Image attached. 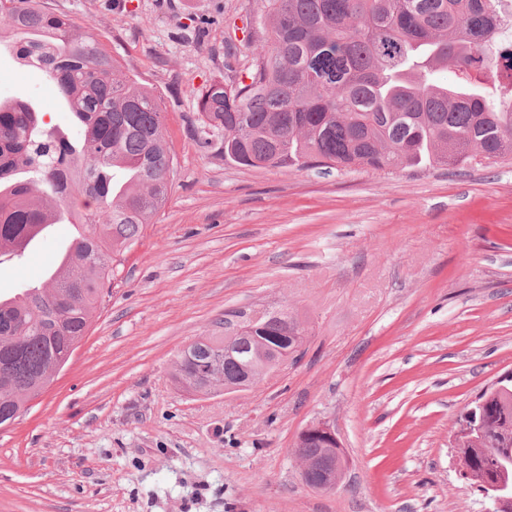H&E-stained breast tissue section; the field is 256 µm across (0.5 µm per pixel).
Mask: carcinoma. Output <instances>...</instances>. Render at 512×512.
<instances>
[{
	"instance_id": "carcinoma-1",
	"label": "carcinoma",
	"mask_w": 512,
	"mask_h": 512,
	"mask_svg": "<svg viewBox=\"0 0 512 512\" xmlns=\"http://www.w3.org/2000/svg\"><path fill=\"white\" fill-rule=\"evenodd\" d=\"M502 0H264L267 48L239 73L190 89L201 133L224 132V158L244 167L460 168L512 156V97L472 82L485 70L512 85V50L498 42ZM44 72L82 138L50 125L21 99L0 102V258L29 248L41 227L74 222L66 261L45 279L0 295V427L86 335L115 276L116 257L167 201L173 156L159 98L123 73L87 24L43 0H0V45ZM457 70L437 80L440 65ZM305 329L282 310L246 332L278 355ZM263 355L224 356V337L193 343L177 363L182 389L213 395L224 378L260 373ZM478 446L464 467L496 470L512 453V399L483 394ZM299 452L319 464L342 455L316 438Z\"/></svg>"
}]
</instances>
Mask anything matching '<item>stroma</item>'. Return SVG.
<instances>
[{"label":"stroma","instance_id":"35a3bbf8","mask_svg":"<svg viewBox=\"0 0 512 512\" xmlns=\"http://www.w3.org/2000/svg\"><path fill=\"white\" fill-rule=\"evenodd\" d=\"M88 23L160 96L174 157L70 363L0 429V512H482L453 444L465 407L512 372V158L462 168H249L198 144L188 88L260 51L262 0H46ZM192 15L218 18L199 43ZM68 128L43 73L0 53V99ZM55 224L0 265V293L44 279ZM282 309L298 356L256 387L192 396L181 350L233 314ZM325 422L347 465L308 486L298 434Z\"/></svg>","mask_w":512,"mask_h":512}]
</instances>
